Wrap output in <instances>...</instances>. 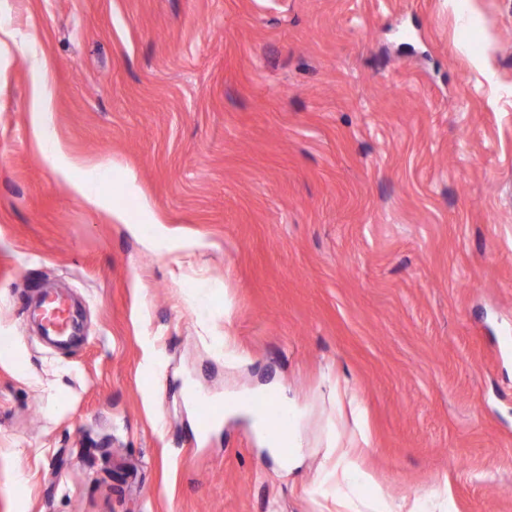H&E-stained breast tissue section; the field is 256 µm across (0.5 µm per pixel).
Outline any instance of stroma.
<instances>
[{"label":"stroma","mask_w":512,"mask_h":512,"mask_svg":"<svg viewBox=\"0 0 512 512\" xmlns=\"http://www.w3.org/2000/svg\"><path fill=\"white\" fill-rule=\"evenodd\" d=\"M468 2L0 0V512H367L335 446L417 512H512V0ZM48 288L82 344L27 320ZM32 68L41 72V79L33 86V120L34 133L43 150L51 153L57 166L65 174L70 168V161L62 154L60 148L48 132L45 112H50L51 91L46 78L45 64L37 56L33 57Z\"/></svg>","instance_id":"obj_1"}]
</instances>
